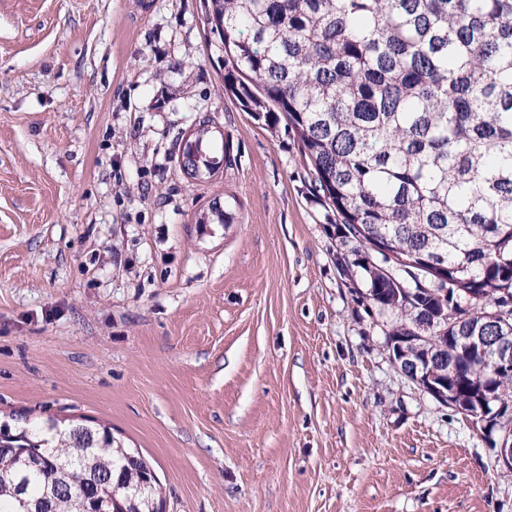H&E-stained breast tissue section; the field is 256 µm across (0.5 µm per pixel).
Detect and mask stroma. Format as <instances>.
<instances>
[{
    "label": "stroma",
    "mask_w": 512,
    "mask_h": 512,
    "mask_svg": "<svg viewBox=\"0 0 512 512\" xmlns=\"http://www.w3.org/2000/svg\"><path fill=\"white\" fill-rule=\"evenodd\" d=\"M214 41L203 0H0V423L108 428L165 512H512L490 440L390 362L297 139L225 94ZM202 120L236 163L192 179Z\"/></svg>",
    "instance_id": "35a3bbf8"
}]
</instances>
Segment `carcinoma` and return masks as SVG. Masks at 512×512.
<instances>
[{
	"label": "carcinoma",
	"mask_w": 512,
	"mask_h": 512,
	"mask_svg": "<svg viewBox=\"0 0 512 512\" xmlns=\"http://www.w3.org/2000/svg\"><path fill=\"white\" fill-rule=\"evenodd\" d=\"M206 19L224 90L296 136L336 216L338 270L391 316L389 353H416L442 405L477 411L492 396L512 411V374L457 341L500 335L490 315L512 297V0H208ZM204 140L196 173L219 165ZM379 240L408 260L392 277ZM468 292L480 298L470 318L433 326ZM57 428L21 431L18 453L0 425V512H160L137 451L106 428Z\"/></svg>",
	"instance_id": "obj_1"
}]
</instances>
